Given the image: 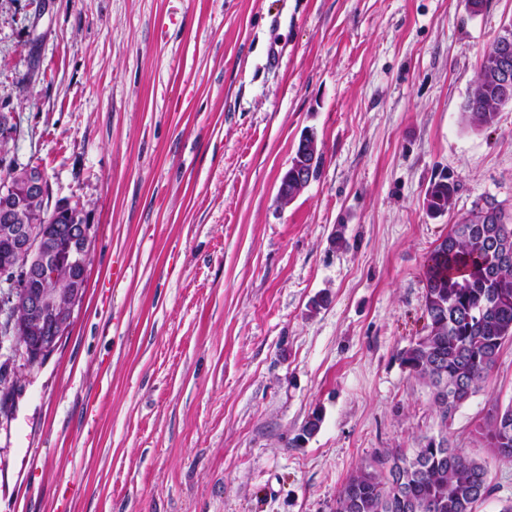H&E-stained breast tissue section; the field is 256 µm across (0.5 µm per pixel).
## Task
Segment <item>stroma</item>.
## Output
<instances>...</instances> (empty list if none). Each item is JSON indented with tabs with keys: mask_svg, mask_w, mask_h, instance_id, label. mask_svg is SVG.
<instances>
[{
	"mask_svg": "<svg viewBox=\"0 0 512 512\" xmlns=\"http://www.w3.org/2000/svg\"><path fill=\"white\" fill-rule=\"evenodd\" d=\"M510 21L512 0H0L6 160L92 226L53 354L0 342V512H332L383 449L484 455L512 341L446 422L399 353L449 224L512 214V104L464 112ZM307 131L322 163L280 203ZM455 191L453 183L445 181L432 183L427 193V208L430 213L439 215L446 212Z\"/></svg>",
	"mask_w": 512,
	"mask_h": 512,
	"instance_id": "35a3bbf8",
	"label": "stroma"
}]
</instances>
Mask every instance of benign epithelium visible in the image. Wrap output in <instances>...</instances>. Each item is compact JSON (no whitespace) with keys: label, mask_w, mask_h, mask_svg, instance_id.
I'll use <instances>...</instances> for the list:
<instances>
[{"label":"benign epithelium","mask_w":512,"mask_h":512,"mask_svg":"<svg viewBox=\"0 0 512 512\" xmlns=\"http://www.w3.org/2000/svg\"><path fill=\"white\" fill-rule=\"evenodd\" d=\"M492 60L500 85L506 91L512 89V22L500 29ZM20 195L29 200L45 198L44 173L30 166H14L11 178L0 183V238L10 243L9 250L0 255V275L21 270L25 278L39 281V288L0 309L7 313L8 337L22 348L27 365L33 367L55 351L83 299L78 281L86 274L91 225L68 226L69 246L63 259L58 244L30 223V211L18 199Z\"/></svg>","instance_id":"obj_1"}]
</instances>
